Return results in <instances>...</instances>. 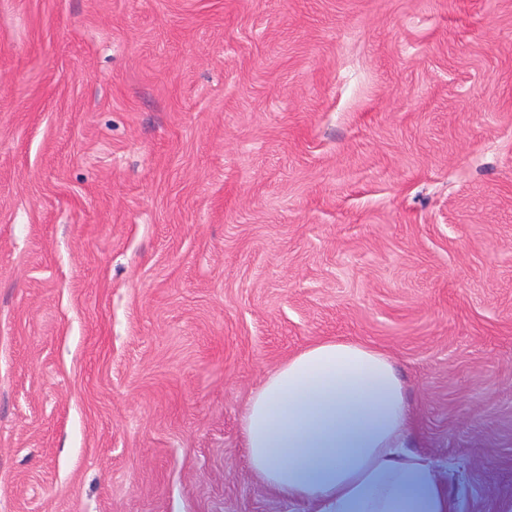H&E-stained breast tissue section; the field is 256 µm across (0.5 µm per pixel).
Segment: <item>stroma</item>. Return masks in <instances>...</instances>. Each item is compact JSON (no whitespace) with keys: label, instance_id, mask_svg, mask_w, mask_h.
I'll list each match as a JSON object with an SVG mask.
<instances>
[{"label":"stroma","instance_id":"35a3bbf8","mask_svg":"<svg viewBox=\"0 0 512 512\" xmlns=\"http://www.w3.org/2000/svg\"><path fill=\"white\" fill-rule=\"evenodd\" d=\"M336 337L512 512V0H0V512H314L243 417Z\"/></svg>","mask_w":512,"mask_h":512}]
</instances>
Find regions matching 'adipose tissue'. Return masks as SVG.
I'll return each instance as SVG.
<instances>
[{"instance_id": "adipose-tissue-1", "label": "adipose tissue", "mask_w": 512, "mask_h": 512, "mask_svg": "<svg viewBox=\"0 0 512 512\" xmlns=\"http://www.w3.org/2000/svg\"><path fill=\"white\" fill-rule=\"evenodd\" d=\"M409 427L392 356L325 338L264 377L243 431L262 482L318 512H454L437 469L407 451Z\"/></svg>"}]
</instances>
